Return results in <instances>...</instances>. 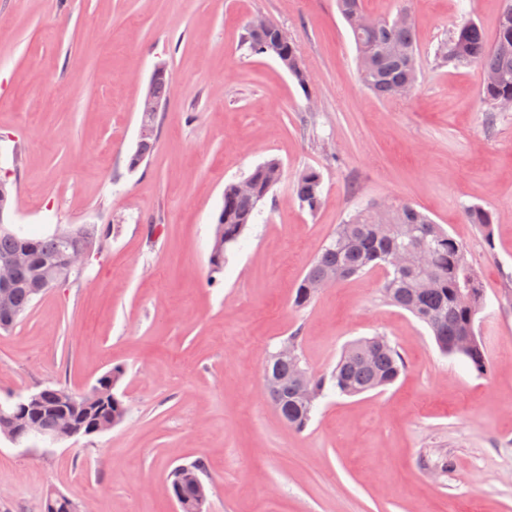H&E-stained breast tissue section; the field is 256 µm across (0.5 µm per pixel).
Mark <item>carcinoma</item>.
Listing matches in <instances>:
<instances>
[{
  "label": "carcinoma",
  "instance_id": "carcinoma-1",
  "mask_svg": "<svg viewBox=\"0 0 512 512\" xmlns=\"http://www.w3.org/2000/svg\"><path fill=\"white\" fill-rule=\"evenodd\" d=\"M337 8L347 23L358 50V58L369 61L359 67L362 83L382 100L397 98V88L416 84L418 50L410 13L403 7L393 18H375L371 26H357L354 17L366 14L364 0H336ZM247 49L259 55H275L288 59V72L302 89L309 78L300 62V45L282 35L280 27L269 22L267 30L255 34L247 28L243 39ZM442 62L454 66L477 65L483 72L481 95L493 110L503 109L512 100V0L503 9L497 24L494 43L485 39L474 22L461 24L438 49ZM283 175L279 160L268 159L248 175L254 184V194L246 197L238 183L224 186V206L219 214L223 219L224 238L213 237L208 264L210 272L224 269L227 251L246 234L250 224L264 204L270 191ZM323 179L320 172L308 169L295 184L294 193L302 208L316 212L322 203ZM465 218L476 225L487 244H492L493 218L479 205L465 209ZM87 243L91 249L100 248L101 239L91 224L66 226L41 238H30L21 231L0 223V258L28 248L34 262L18 269L12 304L16 317H21L35 300L33 284L43 274H51L62 282L74 271L64 267L63 257ZM416 246L428 251L426 271L408 266L398 269L391 264V254L397 249ZM466 246L452 237L442 225L409 203L393 208L390 222L379 224L372 209L366 207L348 215L336 227V232L309 264L297 289L294 302L307 305L315 294L313 285L332 278L346 279L365 274L375 268L385 270L382 293L387 301L400 307L424 323L430 330L440 352L448 357H462L477 373L488 371V361L479 337L460 348L458 338L467 333L475 322L477 312L485 306L484 290L480 288L475 271L466 258ZM470 294V304L464 306L459 294ZM271 369L281 378L277 394L271 398L281 418L288 426L304 430L326 391L339 395L357 396L393 384L404 370V361L383 336L359 339L342 352L336 366L326 375L309 376L311 400H306L299 385L289 379L286 362H271ZM124 369L115 366L98 379V385L75 394L64 388H46L41 395V407L49 412L60 405L62 395L70 396L68 413L86 425L122 421L128 412L124 395L118 387Z\"/></svg>",
  "mask_w": 512,
  "mask_h": 512
}]
</instances>
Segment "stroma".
Listing matches in <instances>:
<instances>
[{
    "instance_id": "stroma-1",
    "label": "stroma",
    "mask_w": 512,
    "mask_h": 512,
    "mask_svg": "<svg viewBox=\"0 0 512 512\" xmlns=\"http://www.w3.org/2000/svg\"><path fill=\"white\" fill-rule=\"evenodd\" d=\"M408 2L413 92L382 101L358 76L336 0H0V180L33 237L96 224L107 237L77 277L0 330V402L45 387L88 391L122 366L126 418L55 443L0 436V512H43L57 491L81 512H176L177 466L203 460L207 512H512V109L490 111L478 66L435 59L465 21L494 41L505 0ZM300 45L301 89L243 44L256 19ZM170 74L152 155L129 170L140 101ZM281 181L224 270L209 271L224 186L270 158ZM323 175L302 209L298 173ZM378 201L410 203L467 247L486 292L480 375L442 356L427 327L386 301L382 271L294 303L337 224ZM492 211L493 242L463 219ZM313 374L343 348L387 337L405 370L381 391L327 392L308 427L285 424L263 383L290 335ZM322 186V175L314 169L302 172L294 184L296 198L309 213L316 212L322 203Z\"/></svg>"
}]
</instances>
